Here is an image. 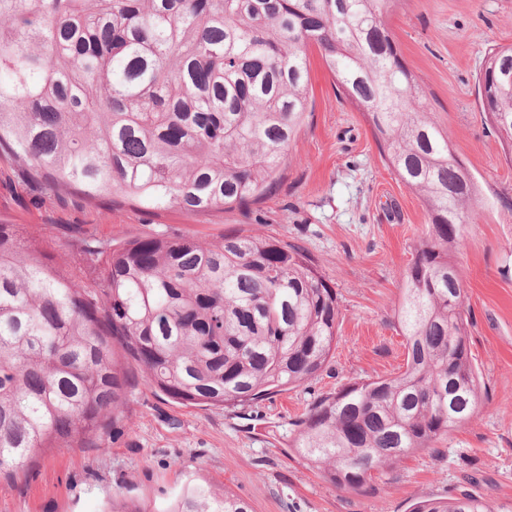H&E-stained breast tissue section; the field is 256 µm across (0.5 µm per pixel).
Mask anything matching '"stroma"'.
Instances as JSON below:
<instances>
[{
	"label": "stroma",
	"mask_w": 512,
	"mask_h": 512,
	"mask_svg": "<svg viewBox=\"0 0 512 512\" xmlns=\"http://www.w3.org/2000/svg\"><path fill=\"white\" fill-rule=\"evenodd\" d=\"M398 52L434 119L481 187L480 217L455 259L470 315L468 345L483 387L471 420L433 450L345 493L290 451L293 423L318 398L405 365L395 311L404 274L429 231L421 199L380 153L367 115L310 50L311 114L261 198L208 213L147 210L103 199H44L0 156V224L53 238L52 263L84 237L158 232L203 243L236 232L300 247L335 290L339 324L327 368L303 386L236 408L186 407L129 374L116 420L87 448H46L0 478V512H160L186 483L244 499L251 512H410L464 492L512 512V161L486 125L479 76L490 46L512 45V0H401L388 18Z\"/></svg>",
	"instance_id": "obj_1"
}]
</instances>
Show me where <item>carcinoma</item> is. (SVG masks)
<instances>
[{"label": "carcinoma", "mask_w": 512, "mask_h": 512, "mask_svg": "<svg viewBox=\"0 0 512 512\" xmlns=\"http://www.w3.org/2000/svg\"><path fill=\"white\" fill-rule=\"evenodd\" d=\"M390 2L0 0V155L49 197L188 213L260 198L306 118L311 46L368 113L431 227L396 310L404 369L316 400L289 441L354 493L467 424L482 396L454 260L480 187L397 53ZM505 66L512 46L497 45L482 73ZM482 97L509 156L512 82ZM48 248L0 224V477L39 448H83L103 433L131 366L183 406L234 407L313 379L336 343L335 290L304 252L271 238H92L82 248L100 266L92 288ZM164 512L250 510L187 484ZM412 512L492 509L463 493Z\"/></svg>", "instance_id": "cac0c4a2"}]
</instances>
